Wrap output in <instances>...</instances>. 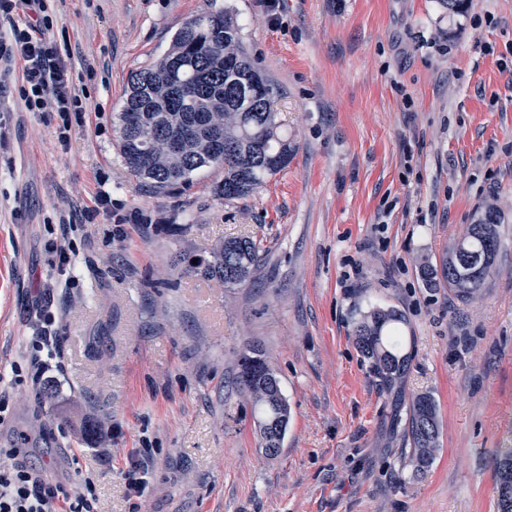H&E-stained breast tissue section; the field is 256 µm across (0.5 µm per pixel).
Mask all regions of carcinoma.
I'll return each mask as SVG.
<instances>
[{
  "instance_id": "obj_1",
  "label": "carcinoma",
  "mask_w": 512,
  "mask_h": 512,
  "mask_svg": "<svg viewBox=\"0 0 512 512\" xmlns=\"http://www.w3.org/2000/svg\"><path fill=\"white\" fill-rule=\"evenodd\" d=\"M266 74L242 46L240 27L230 9L208 11L186 21L156 61L128 80L116 115L117 148L124 163L146 186L176 194L206 169L224 171L214 194L227 201L245 199L288 167L292 148L273 109ZM508 204L487 199L472 223L448 247L440 265L422 262L418 272L429 289L443 283L465 306L479 301L499 274L500 224ZM263 259L249 237H228L197 262L185 260V275L234 291L253 282ZM393 306L371 305L354 314L353 340L371 373L391 389L403 375L408 356L390 329L405 322ZM236 393L250 405L258 447L278 457L288 432L291 408L277 371L256 348L240 359ZM409 457L423 472L440 449L441 425L434 396H412L406 406ZM496 512H512L501 484H512V448L494 456Z\"/></svg>"
}]
</instances>
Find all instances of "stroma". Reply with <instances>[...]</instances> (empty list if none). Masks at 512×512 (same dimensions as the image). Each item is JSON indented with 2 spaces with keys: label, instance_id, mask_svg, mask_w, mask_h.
<instances>
[{
  "label": "stroma",
  "instance_id": "obj_1",
  "mask_svg": "<svg viewBox=\"0 0 512 512\" xmlns=\"http://www.w3.org/2000/svg\"><path fill=\"white\" fill-rule=\"evenodd\" d=\"M277 2L271 15L263 0H53L86 115L62 143L56 115L0 112V372L49 310L54 398L0 383V446L50 476L95 471L98 512H494L493 454L512 448V223L478 304L424 288L415 260L440 261L490 196L512 201V0ZM227 7L292 157L241 200L214 196L218 171L155 193L115 146L128 79L190 18ZM103 192L110 215L82 225ZM63 236L66 290L53 285ZM236 236L264 253L254 287L228 294L172 266ZM371 303L405 314L402 388L440 408L420 475L394 396L352 341L350 313ZM252 345L291 408L273 460L232 391ZM142 449L135 498L126 473ZM149 472V464L147 461L133 462L128 470L127 489L129 496L140 497L147 487L146 475Z\"/></svg>",
  "mask_w": 512,
  "mask_h": 512
}]
</instances>
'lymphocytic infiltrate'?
<instances>
[{
    "label": "lymphocytic infiltrate",
    "instance_id": "lymphocytic-infiltrate-1",
    "mask_svg": "<svg viewBox=\"0 0 512 512\" xmlns=\"http://www.w3.org/2000/svg\"><path fill=\"white\" fill-rule=\"evenodd\" d=\"M0 67L22 70L19 98L26 111L57 114L58 138L67 142L72 115L82 114V99L67 62V46L57 43L49 0H0ZM9 467H0V512H96L92 474L61 482L21 459L19 448H8Z\"/></svg>",
    "mask_w": 512,
    "mask_h": 512
}]
</instances>
